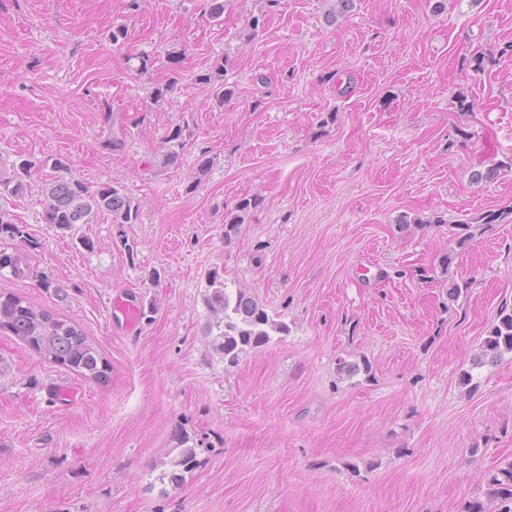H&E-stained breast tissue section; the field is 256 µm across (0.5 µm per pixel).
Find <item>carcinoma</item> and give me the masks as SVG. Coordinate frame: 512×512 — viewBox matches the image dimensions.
I'll return each mask as SVG.
<instances>
[{
  "instance_id": "cac0c4a2",
  "label": "carcinoma",
  "mask_w": 512,
  "mask_h": 512,
  "mask_svg": "<svg viewBox=\"0 0 512 512\" xmlns=\"http://www.w3.org/2000/svg\"><path fill=\"white\" fill-rule=\"evenodd\" d=\"M223 72L224 63L217 62L196 78L198 84L210 86L211 96L219 105L233 94L224 87ZM40 164L41 161L31 158L15 164L12 176L4 183L7 192L23 195ZM45 194L44 219L63 231L72 230L76 224H88L100 213L111 215L114 224H133L139 217V206L114 184L105 183L91 190L82 180L71 177L47 184ZM258 204L255 197L239 200L238 215L224 225V242L229 243L237 236L242 215ZM0 236L21 238L23 226L0 211ZM6 269L17 278L27 275L15 253L0 250V270ZM208 283L212 292L204 299L209 312L205 332L225 365L235 367L248 351L267 345L275 335L288 334L285 322L275 319L250 292L228 283L218 271L211 273ZM0 328L60 367L87 379L107 380L110 366L79 326L5 289H0ZM505 352L512 353V307L506 305L501 307L496 322L488 330L482 342V354L472 362V367L482 366L486 358L494 361ZM177 440L178 452L155 465L160 470L156 480L163 485L169 483L175 487L183 483L185 475L198 466V455L213 448L205 433L190 435L180 430ZM486 498L485 502L468 503L464 512H512L511 461L490 474Z\"/></svg>"
}]
</instances>
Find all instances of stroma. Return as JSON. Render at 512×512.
Returning a JSON list of instances; mask_svg holds the SVG:
<instances>
[{"instance_id": "35a3bbf8", "label": "stroma", "mask_w": 512, "mask_h": 512, "mask_svg": "<svg viewBox=\"0 0 512 512\" xmlns=\"http://www.w3.org/2000/svg\"><path fill=\"white\" fill-rule=\"evenodd\" d=\"M334 3L224 0L216 21L205 0H0V179L42 163L0 194L27 233L0 250L28 269L0 288L110 365L93 382L0 330V512H463L512 460V353L459 385L512 306V172L472 178L512 158V0H355L331 26ZM218 60L221 105L194 82ZM59 158L120 185L138 222L47 224ZM246 196L261 203L225 242ZM214 269L289 328L232 368L204 334ZM123 298L135 329L110 314ZM182 428L214 449L166 488L152 467ZM41 161L31 158L21 159L13 166V174L8 180L0 185H4L7 192L14 196H21L27 191L30 180L38 173Z\"/></svg>"}]
</instances>
